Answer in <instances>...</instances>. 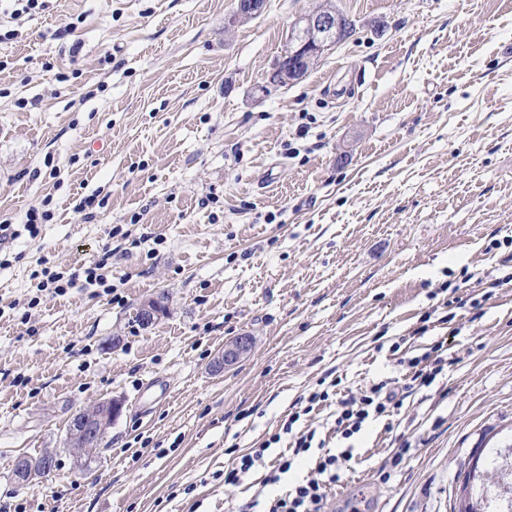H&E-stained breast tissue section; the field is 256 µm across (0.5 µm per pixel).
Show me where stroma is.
<instances>
[{"instance_id": "stroma-1", "label": "stroma", "mask_w": 512, "mask_h": 512, "mask_svg": "<svg viewBox=\"0 0 512 512\" xmlns=\"http://www.w3.org/2000/svg\"><path fill=\"white\" fill-rule=\"evenodd\" d=\"M320 2L0 0V512H238L265 472L225 484L235 453L327 374L402 377L396 343L448 371L351 438L328 512H458L512 436V0H334L351 36L272 82ZM94 265L106 287L32 278ZM108 399V447L66 451ZM252 347L249 336H236L224 346V351L217 357L215 364L219 369H224L235 364Z\"/></svg>"}]
</instances>
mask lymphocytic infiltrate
I'll list each match as a JSON object with an SVG mask.
<instances>
[{
	"label": "lymphocytic infiltrate",
	"mask_w": 512,
	"mask_h": 512,
	"mask_svg": "<svg viewBox=\"0 0 512 512\" xmlns=\"http://www.w3.org/2000/svg\"><path fill=\"white\" fill-rule=\"evenodd\" d=\"M448 364L443 344L430 347L422 357L408 359L402 388L392 387L389 381L371 383L358 394H344L334 399L331 389L340 385L339 380H331L327 389L310 392L300 402L298 410L292 412L279 433L271 435L259 448L238 456L234 466L224 474L228 484L240 482L257 468H266L267 483L280 482L304 454L318 449L313 477L298 482L291 491L282 495L266 496L246 503L241 512H324L328 492L341 480V471L353 457L352 448L335 452L327 448L325 440L317 439L314 429L296 430L301 418L323 410L328 403H335L334 434L348 439L359 433L363 425L371 419L397 414L404 401L413 393L430 386L436 377L443 373ZM287 443L285 451L270 455L274 445Z\"/></svg>",
	"instance_id": "1"
}]
</instances>
